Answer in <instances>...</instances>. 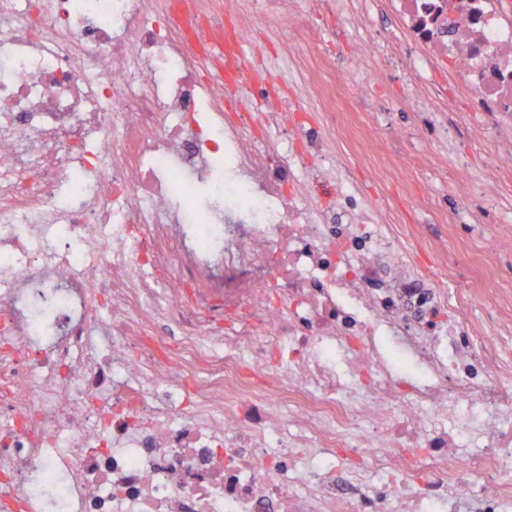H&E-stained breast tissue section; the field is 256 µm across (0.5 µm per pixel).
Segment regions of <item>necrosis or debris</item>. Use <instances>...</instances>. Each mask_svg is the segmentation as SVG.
Instances as JSON below:
<instances>
[{
    "label": "necrosis or debris",
    "mask_w": 512,
    "mask_h": 512,
    "mask_svg": "<svg viewBox=\"0 0 512 512\" xmlns=\"http://www.w3.org/2000/svg\"><path fill=\"white\" fill-rule=\"evenodd\" d=\"M505 2L381 0L364 87L392 48L511 160ZM286 3L0 0V512H512V290L467 319L418 227L238 111L256 20L315 41Z\"/></svg>",
    "instance_id": "necrosis-or-debris-1"
}]
</instances>
